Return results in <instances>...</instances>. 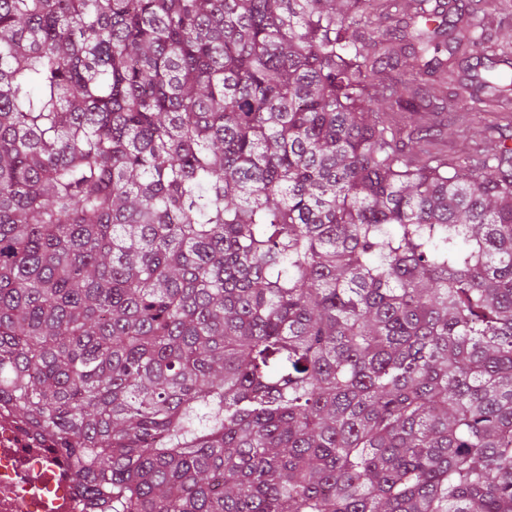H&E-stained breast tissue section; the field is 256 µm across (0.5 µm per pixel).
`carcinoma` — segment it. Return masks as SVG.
Returning <instances> with one entry per match:
<instances>
[{
	"mask_svg": "<svg viewBox=\"0 0 512 512\" xmlns=\"http://www.w3.org/2000/svg\"><path fill=\"white\" fill-rule=\"evenodd\" d=\"M462 2L0 0V405L88 512H512V58Z\"/></svg>",
	"mask_w": 512,
	"mask_h": 512,
	"instance_id": "obj_1",
	"label": "carcinoma"
}]
</instances>
